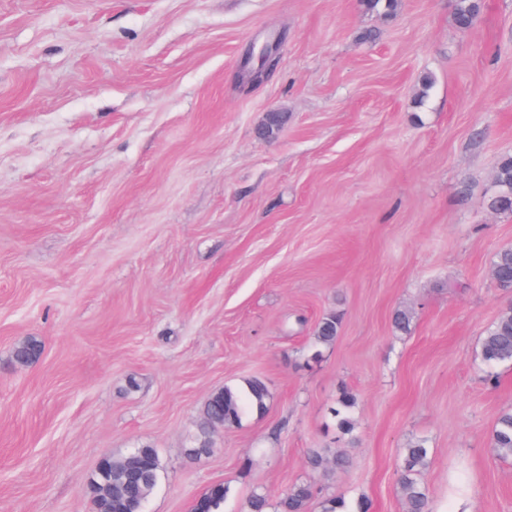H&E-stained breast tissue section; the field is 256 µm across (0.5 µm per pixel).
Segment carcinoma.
<instances>
[{
    "instance_id": "1",
    "label": "carcinoma",
    "mask_w": 512,
    "mask_h": 512,
    "mask_svg": "<svg viewBox=\"0 0 512 512\" xmlns=\"http://www.w3.org/2000/svg\"><path fill=\"white\" fill-rule=\"evenodd\" d=\"M366 10L386 16L397 14L401 0H362ZM480 14L479 0H454L453 17L461 29L470 28ZM285 116L280 112H271L261 124V133L266 138L275 137L282 129ZM491 207L500 212L512 213V155L501 158L496 176L495 192ZM492 275L503 288H512V248H504L496 255L492 263ZM340 328V319L336 313L325 314L318 322L315 337L321 343L336 340ZM39 351V343L28 340L18 344L13 351L17 362H28ZM482 362L491 367L502 363H512V307L504 309L484 332L480 345ZM269 399L265 383L253 378L242 388L226 386L212 394L204 406V419L193 439L194 447H210L209 435L219 428L234 427L240 424L245 409L263 412ZM355 398L346 393L338 401L333 413L338 418L340 427L350 424L347 411L353 407ZM491 443L499 458L512 459V410L503 412L497 419L491 433ZM144 464V471L138 479L126 482L125 460H120L112 467V512H126L128 496L149 499L154 493L160 476L158 452L151 445H142L133 449ZM432 457V449L426 440L417 439L408 443L401 453L398 485L404 504V512H429V490L421 476ZM306 464L312 470L325 472L332 468H343L346 458L325 448L311 449L306 456ZM228 494V488L222 484L210 487L198 501L204 504L205 512H218L220 505ZM314 487L309 483H296L289 488L276 503H271L269 496L255 492L248 501V512H308L311 501L315 498Z\"/></svg>"
}]
</instances>
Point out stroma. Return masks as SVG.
I'll use <instances>...</instances> for the list:
<instances>
[{
	"instance_id": "35a3bbf8",
	"label": "stroma",
	"mask_w": 512,
	"mask_h": 512,
	"mask_svg": "<svg viewBox=\"0 0 512 512\" xmlns=\"http://www.w3.org/2000/svg\"><path fill=\"white\" fill-rule=\"evenodd\" d=\"M452 5L0 0V512H92L99 460L144 444L161 463L145 512H191L215 484L247 512L305 480L349 512H402L419 438L431 512L461 494L512 512L490 444L512 365L479 358L512 306L492 276L512 214L491 207L512 0L466 30ZM274 39L276 69L241 87L245 51ZM273 111L287 121L262 138ZM254 377L266 412L189 457L208 397ZM312 448L349 464L309 471ZM340 328V319L336 313L325 314L318 322L315 337L318 342L332 343L336 340Z\"/></svg>"
}]
</instances>
